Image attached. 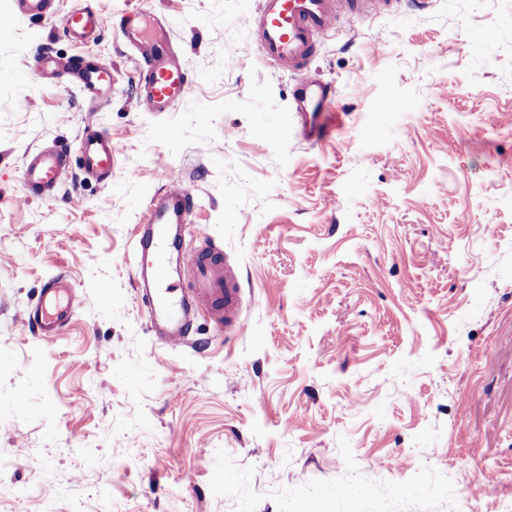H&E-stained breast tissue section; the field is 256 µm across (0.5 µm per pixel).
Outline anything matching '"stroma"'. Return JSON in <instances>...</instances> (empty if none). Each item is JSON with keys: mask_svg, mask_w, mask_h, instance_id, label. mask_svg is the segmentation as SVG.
<instances>
[{"mask_svg": "<svg viewBox=\"0 0 512 512\" xmlns=\"http://www.w3.org/2000/svg\"><path fill=\"white\" fill-rule=\"evenodd\" d=\"M79 41L0 0V512H495L512 502V0H434L343 19L312 64L335 125L299 135L294 77L239 20L257 0H105ZM165 17L191 77L170 112L115 18ZM44 46L113 70L95 118L123 152L22 190L28 152L77 149L87 114ZM181 177L191 250L243 288L238 334L199 311L202 349L160 340L135 236ZM66 275L43 341L23 315ZM74 309L71 286L66 277L46 282L24 312V321L40 338L51 341L68 325Z\"/></svg>", "mask_w": 512, "mask_h": 512, "instance_id": "obj_1", "label": "stroma"}]
</instances>
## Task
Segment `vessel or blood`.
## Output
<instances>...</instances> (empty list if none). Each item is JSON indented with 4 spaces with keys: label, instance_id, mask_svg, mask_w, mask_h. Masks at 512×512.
Segmentation results:
<instances>
[{
    "label": "vessel or blood",
    "instance_id": "vessel-or-blood-1",
    "mask_svg": "<svg viewBox=\"0 0 512 512\" xmlns=\"http://www.w3.org/2000/svg\"><path fill=\"white\" fill-rule=\"evenodd\" d=\"M432 0H260L258 8L243 19L249 44L263 61L296 75L292 106L302 135L322 139L332 115L326 110L334 91L311 70L323 36L336 31L350 15L369 18L410 5L423 10ZM25 17L48 18L56 13V0H18ZM103 0H86L63 19L67 35L77 40L94 37L108 22ZM122 44L137 51L146 68L135 87V102L150 112H169L188 96L191 81L176 57L167 25L159 17L138 10L123 14L116 23ZM36 77L66 74L77 85L87 104L89 117L79 147V160H72L67 146L38 149L26 157L22 172L24 193L30 198L53 195L79 165L84 178L106 181L121 153L119 144L101 131L94 118L107 105L106 91L112 85L110 67L89 59L79 65L57 66L47 50L40 49L28 63ZM194 202L181 179L171 180L148 205L147 219L135 242L136 260L132 278L146 307L152 328L174 344L188 341L195 309H222L232 313L231 328L243 332L238 319L243 290L237 278L224 271L221 253L201 254L176 246L173 227L187 223ZM74 309L71 286L65 278L46 282L24 313L35 334L52 340L68 325Z\"/></svg>",
    "mask_w": 512,
    "mask_h": 512
}]
</instances>
